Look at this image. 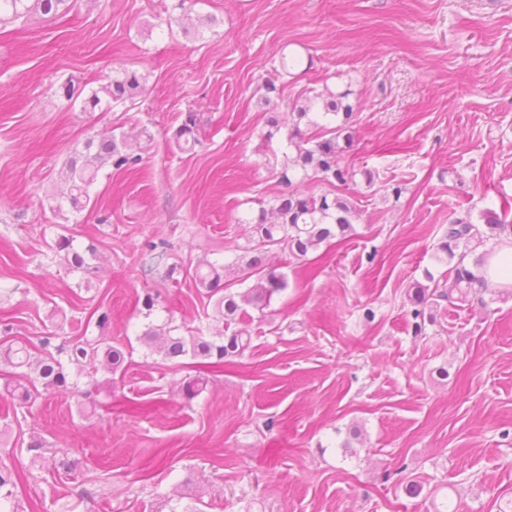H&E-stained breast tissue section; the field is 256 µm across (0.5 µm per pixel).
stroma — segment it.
I'll return each instance as SVG.
<instances>
[{
	"mask_svg": "<svg viewBox=\"0 0 512 512\" xmlns=\"http://www.w3.org/2000/svg\"><path fill=\"white\" fill-rule=\"evenodd\" d=\"M185 14L204 25L184 30ZM124 69L144 93L86 109ZM327 89L355 106L339 158L355 176L294 187L353 202L351 231L303 258L268 253L288 286L244 322L243 354L202 366L149 353L150 322L225 332L190 271L243 256L250 219L283 190L289 148L269 118ZM188 112L198 142L183 151L172 134ZM134 127L151 136L139 169L103 168L72 210L64 162ZM511 204L512 0H77L0 25V354L37 345L59 310L61 337L127 352L69 391L29 378L28 408L0 357V461L20 473L0 512H433L436 490L460 512H499L512 502V290L438 301L421 328L408 290L445 282L449 224ZM63 234L95 247L87 270L52 251ZM96 306L112 317L102 332L86 325ZM199 374L206 389L185 399Z\"/></svg>",
	"mask_w": 512,
	"mask_h": 512,
	"instance_id": "stroma-1",
	"label": "stroma"
}]
</instances>
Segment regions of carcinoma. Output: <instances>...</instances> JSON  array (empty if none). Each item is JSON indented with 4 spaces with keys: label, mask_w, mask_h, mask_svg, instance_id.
Listing matches in <instances>:
<instances>
[{
    "label": "carcinoma",
    "mask_w": 512,
    "mask_h": 512,
    "mask_svg": "<svg viewBox=\"0 0 512 512\" xmlns=\"http://www.w3.org/2000/svg\"><path fill=\"white\" fill-rule=\"evenodd\" d=\"M77 0H0V22L19 20L33 14L57 15L72 10ZM143 91L142 77L137 72L124 73L100 86L89 99L93 106L105 96L113 102H124ZM348 94H317L305 97L288 107V144L293 155L285 156L278 173L279 183L287 190L275 196L269 208H262L253 220L251 251L255 252L249 261L238 269L239 281H253L245 291L238 294H224L217 301L226 324L248 314L252 308L260 312L266 309L274 294L287 288L283 275L266 266L263 253L274 247L289 250L300 257L320 247L321 244L345 235L351 228L356 208L342 198L322 194L300 193L292 189V172L301 169L304 175L331 186L347 181L348 172L338 163L344 146H352L353 136L349 120L353 117V106L347 101ZM196 118L188 114L175 130L173 139L181 150H190L197 142L195 135ZM150 139L146 131H130L88 139L83 149L70 158L62 174L68 186L67 201L76 211L85 208L91 201L90 187L99 171L111 166L117 170L134 169L142 162L141 139ZM481 220L487 231H480L471 221L458 220L448 225V230L438 244L449 263L448 288L440 291L429 289L421 283L411 287L412 300L418 305L414 316L424 315V307L433 297L465 301L474 290L486 284L482 269L489 252L481 250L491 238L512 235V212L497 213L487 209L481 213ZM58 251L71 253V266L80 269L86 264L78 251H70V238L63 235L56 243ZM224 265L205 261L196 265L192 278L195 283L216 295L224 285ZM178 327L147 325L140 336L152 351L174 360L185 355L195 359H216L242 353L250 347L247 331H235L229 336L219 335L214 340L200 336H181ZM56 336L49 334L40 339L44 357L33 359L32 353L23 343L9 347L5 360L15 369H30L41 379L45 389L64 390L68 388L66 365L73 364L81 369L101 365L109 371H116L124 360L123 352L110 344L79 336L68 346L52 352Z\"/></svg>",
    "instance_id": "cac0c4a2"
}]
</instances>
